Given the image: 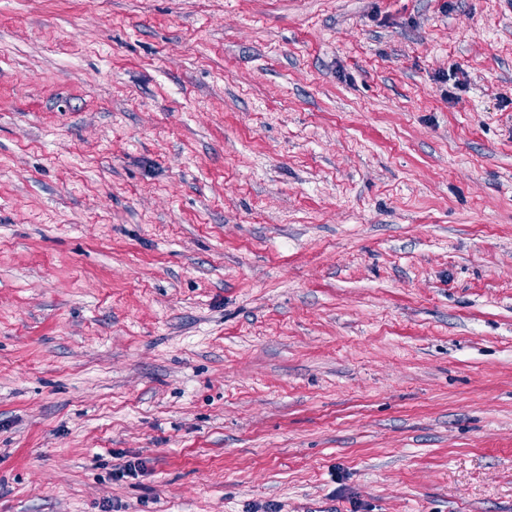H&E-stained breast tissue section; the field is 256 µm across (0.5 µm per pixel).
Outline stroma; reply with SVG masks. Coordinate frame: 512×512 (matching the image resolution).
I'll use <instances>...</instances> for the list:
<instances>
[{"mask_svg":"<svg viewBox=\"0 0 512 512\" xmlns=\"http://www.w3.org/2000/svg\"><path fill=\"white\" fill-rule=\"evenodd\" d=\"M269 503L512 512V0H0V512Z\"/></svg>","mask_w":512,"mask_h":512,"instance_id":"obj_1","label":"stroma"}]
</instances>
